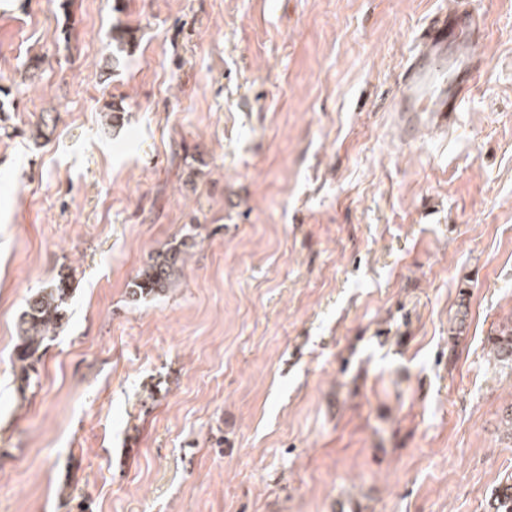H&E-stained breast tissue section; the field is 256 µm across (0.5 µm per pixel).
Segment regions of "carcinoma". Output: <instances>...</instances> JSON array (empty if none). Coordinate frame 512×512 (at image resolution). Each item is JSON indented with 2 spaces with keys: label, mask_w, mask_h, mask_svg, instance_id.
<instances>
[{
  "label": "carcinoma",
  "mask_w": 512,
  "mask_h": 512,
  "mask_svg": "<svg viewBox=\"0 0 512 512\" xmlns=\"http://www.w3.org/2000/svg\"><path fill=\"white\" fill-rule=\"evenodd\" d=\"M135 40L136 31L132 28H112V41L118 48L124 49ZM187 248L188 238L184 237L150 257L131 282V299L137 302L172 288L183 272ZM71 295L69 278L61 276L48 286L38 289L25 301L18 320V342L13 353V363L18 365L21 380L27 386L37 373L39 351L63 324ZM487 347L495 361L512 368V322L494 329L487 336ZM489 512H512V474L505 476L495 488L489 502Z\"/></svg>",
  "instance_id": "carcinoma-1"
}]
</instances>
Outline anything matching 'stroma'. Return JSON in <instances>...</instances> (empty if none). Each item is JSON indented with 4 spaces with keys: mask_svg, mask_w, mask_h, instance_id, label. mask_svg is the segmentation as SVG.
I'll use <instances>...</instances> for the list:
<instances>
[{
    "mask_svg": "<svg viewBox=\"0 0 512 512\" xmlns=\"http://www.w3.org/2000/svg\"><path fill=\"white\" fill-rule=\"evenodd\" d=\"M449 2L0 0V512H487L512 0H470L484 64L447 133L390 112ZM61 274L26 387L18 318ZM188 239L192 238L184 237L150 257L131 282L129 295L132 301L160 295L178 282L185 266L187 248L194 245H188Z\"/></svg>",
    "mask_w": 512,
    "mask_h": 512,
    "instance_id": "1",
    "label": "stroma"
}]
</instances>
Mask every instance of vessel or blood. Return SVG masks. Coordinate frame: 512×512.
<instances>
[{
  "label": "vessel or blood",
  "mask_w": 512,
  "mask_h": 512,
  "mask_svg": "<svg viewBox=\"0 0 512 512\" xmlns=\"http://www.w3.org/2000/svg\"><path fill=\"white\" fill-rule=\"evenodd\" d=\"M483 39L482 24L464 0L421 28L392 107L407 136L447 133L482 68L477 48Z\"/></svg>",
  "instance_id": "b4317fda"
}]
</instances>
